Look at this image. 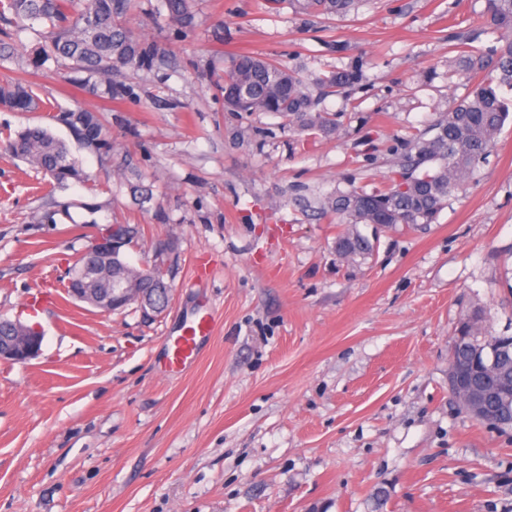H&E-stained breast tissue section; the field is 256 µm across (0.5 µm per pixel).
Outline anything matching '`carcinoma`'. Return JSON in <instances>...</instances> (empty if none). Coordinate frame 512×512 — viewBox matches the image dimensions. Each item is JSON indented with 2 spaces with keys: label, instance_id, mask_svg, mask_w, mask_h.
<instances>
[{
  "label": "carcinoma",
  "instance_id": "1",
  "mask_svg": "<svg viewBox=\"0 0 512 512\" xmlns=\"http://www.w3.org/2000/svg\"><path fill=\"white\" fill-rule=\"evenodd\" d=\"M354 0H288L295 14L308 19L347 12ZM131 0H0V61L14 56L10 39L23 27L32 31L37 43L29 52L34 68L51 60L74 74L70 81L84 95L106 102L124 99L126 85L120 77L131 70L150 67L165 54L155 40L138 33L129 24ZM168 18L178 30L194 28L195 0H163ZM487 24L501 33L500 44L490 49L469 47L460 51L457 70L476 79L472 97L461 101L448 117L431 125V136L415 137L401 156L387 184L352 186L320 201L323 215H334L340 224H432L448 205L453 193L471 181L495 145L506 122L512 123V0H485ZM365 61L357 58L345 67L320 77L315 91L295 70L250 52L231 55L217 88L227 112H271L288 121L299 135L309 138L336 133V114L324 112L320 104L329 96L347 95L363 78ZM84 77L79 78L77 74ZM23 70L0 82V107L22 112H55L54 120L66 127L79 149L97 156L112 168L114 153L103 113L83 107L69 108L43 101ZM5 152L21 159L62 188L71 180L81 181L83 171L67 144L49 128L27 126L7 140ZM117 168L128 178L130 194L138 206L152 200L149 189L128 155ZM373 243L357 229H349L336 240V255L342 260L366 258ZM109 269L99 281L82 276V263L69 269L70 287L103 288ZM480 309L462 319L467 340L452 342L448 371L459 373L476 385L494 383L499 366L512 367V336L492 353L481 327ZM500 430L512 429V378L497 403Z\"/></svg>",
  "mask_w": 512,
  "mask_h": 512
}]
</instances>
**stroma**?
Returning <instances> with one entry per match:
<instances>
[{
  "label": "stroma",
  "mask_w": 512,
  "mask_h": 512,
  "mask_svg": "<svg viewBox=\"0 0 512 512\" xmlns=\"http://www.w3.org/2000/svg\"><path fill=\"white\" fill-rule=\"evenodd\" d=\"M485 0H359L304 25L288 5L197 0L177 31L161 0L135 30L166 50L128 72L107 115L150 211L75 150L87 175L47 194L0 155V317L39 324L41 355L0 361V512H512V432L469 416L448 389L459 321L484 311L512 335V124L436 223L358 230L370 258L336 255L343 225L310 201L380 184L405 144L469 97L460 37L494 45ZM301 68L308 82L364 57L335 135L300 141L270 112H228V54ZM41 97L98 109L47 62ZM68 207L42 223L48 200ZM100 205L88 215L83 205ZM141 224L128 262L172 243L167 310L143 320L72 301L67 272L104 224ZM214 334L185 370L167 343L202 302Z\"/></svg>",
  "instance_id": "obj_1"
}]
</instances>
